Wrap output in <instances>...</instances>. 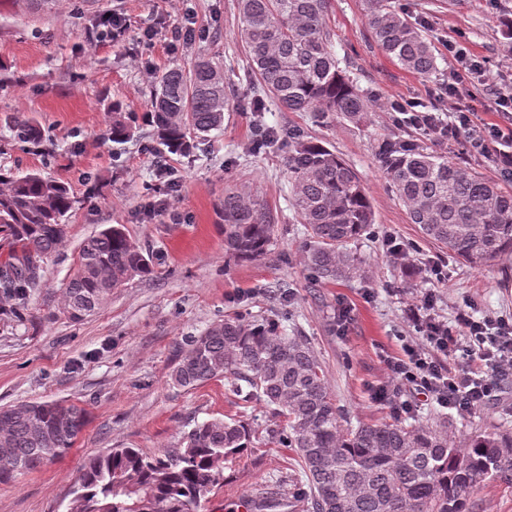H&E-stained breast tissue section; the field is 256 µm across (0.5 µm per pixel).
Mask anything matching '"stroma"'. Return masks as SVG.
<instances>
[{"label":"stroma","mask_w":512,"mask_h":512,"mask_svg":"<svg viewBox=\"0 0 512 512\" xmlns=\"http://www.w3.org/2000/svg\"><path fill=\"white\" fill-rule=\"evenodd\" d=\"M238 0H190L196 19L193 41H171L180 23L175 0H56L39 10L31 0H0V166L67 183L75 197L66 238L43 264L30 289L27 314L0 315V405L47 399L75 403L86 425L62 456L0 485V512H65L84 461L112 448L156 453L179 447L194 422L244 418L254 448L224 472L205 512H253L252 501L276 491L277 481L298 473L293 451L266 435L276 418L262 402L243 403L225 378L192 390L173 386L170 373L185 337L224 317L254 320L288 311L328 370L331 391L349 425L407 421L439 412L411 385L388 381L383 355L401 352L410 329L403 310L410 294L435 289L437 312L453 319L469 304L475 316L512 318V255L476 269L423 240L374 159L379 138L395 133L391 113L372 110L364 126L321 124L309 112L263 113L278 127L297 126L331 143L355 165L366 183L376 224L373 236L350 243L364 260L367 277L351 283L313 281L301 258L303 225L288 220V182L281 153L250 151L252 114L236 109L207 152L160 159L152 129L139 124L126 143L112 141V103L145 113L154 76L189 68L199 51L224 67L238 96L251 95L249 65L235 39ZM431 40L438 79L448 75V40L463 41L489 62L488 86L512 44L492 31L512 20V0H392ZM119 15L124 31L101 37L105 14ZM340 60L361 87L380 102L424 97L425 82L403 69L372 41L362 0H332L328 20ZM35 117L44 149L26 151L10 140L7 117ZM253 177L259 196L282 219L271 250L254 261H233L224 248V190ZM113 224L125 225L155 272L113 290L83 321L62 312L63 291L77 269L83 241ZM412 246L417 268L442 264L446 280L429 276L413 288L392 263L384 235ZM288 301L275 299L278 284ZM349 324H341L342 313ZM387 386L394 401L376 402Z\"/></svg>","instance_id":"stroma-1"}]
</instances>
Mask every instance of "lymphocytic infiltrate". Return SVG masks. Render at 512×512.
<instances>
[{
    "mask_svg": "<svg viewBox=\"0 0 512 512\" xmlns=\"http://www.w3.org/2000/svg\"><path fill=\"white\" fill-rule=\"evenodd\" d=\"M452 65L440 88H427L434 100L423 108L422 99H395L392 110L402 124L421 131L437 143L465 142L471 152L488 158L506 178L512 179V96L479 100L487 67L475 60L457 39H449ZM499 113L498 124L476 119V106ZM436 294L427 290L404 308V320L415 334L403 347V356H384L389 379L402 381L456 412H472L495 400L497 379L512 374V322L500 317H476L461 308L454 323L434 311Z\"/></svg>",
    "mask_w": 512,
    "mask_h": 512,
    "instance_id": "1",
    "label": "lymphocytic infiltrate"
}]
</instances>
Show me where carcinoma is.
Returning <instances> with one entry per match:
<instances>
[{"mask_svg": "<svg viewBox=\"0 0 512 512\" xmlns=\"http://www.w3.org/2000/svg\"><path fill=\"white\" fill-rule=\"evenodd\" d=\"M331 0H238V37L253 76L255 112H311L323 123H360L372 93L340 66L326 19ZM374 43L404 69L429 82L437 73L427 36L390 0H363ZM223 67L206 55L192 69L172 68L149 86L145 121L170 154L189 156L231 111ZM112 142L133 135L130 118L112 106ZM13 139L38 145L31 117L8 120ZM375 159L384 179L423 236L475 268L512 254V191L473 168L456 165L400 134L378 142ZM288 208L305 225L302 259L319 281L362 280L361 259L347 249L369 233L375 216L362 175L336 150L304 131H288L284 158ZM68 187L38 171L0 167V294L20 304L37 287L42 259L64 242L72 209ZM224 245L239 260H256L273 245L278 216L249 185L224 191ZM153 273L122 224L88 238L65 287L63 313L74 322L91 315L112 290ZM172 384L195 389L218 377L248 403L259 400L279 419L270 430L292 449L308 490L253 502L256 512L295 508L312 512H469L470 496L486 481L512 485V410L491 427L476 424L464 438L449 434L439 414L408 423L342 425L327 371L308 338L268 316L226 317L186 338L175 355ZM85 409L56 400L0 406V483H8L72 447ZM253 447V434L235 418H212L184 433L180 447L159 454L112 448L82 466L67 512H203L224 469Z\"/></svg>", "mask_w": 512, "mask_h": 512, "instance_id": "cac0c4a2", "label": "carcinoma"}]
</instances>
